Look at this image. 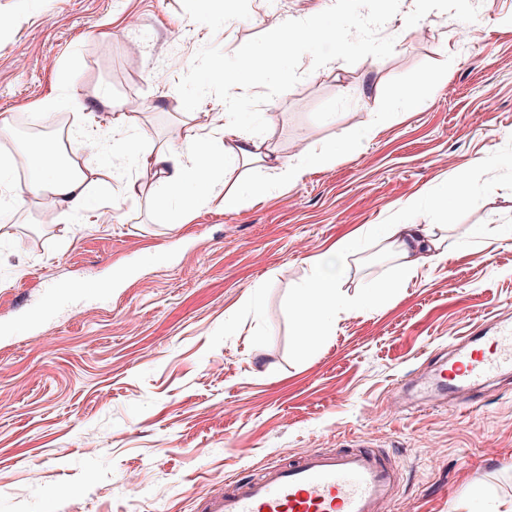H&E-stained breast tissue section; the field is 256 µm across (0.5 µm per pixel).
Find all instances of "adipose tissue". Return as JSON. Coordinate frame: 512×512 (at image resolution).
Listing matches in <instances>:
<instances>
[{"mask_svg":"<svg viewBox=\"0 0 512 512\" xmlns=\"http://www.w3.org/2000/svg\"><path fill=\"white\" fill-rule=\"evenodd\" d=\"M264 71L265 67L259 64L253 48L242 47L237 67L225 77L226 93L221 109L212 117L214 127L221 132L217 139L202 140L196 124L192 123L179 145L168 144L147 152L139 147L136 130L128 126L125 115L113 118V126L120 129L119 135L112 140L113 154L163 177L161 188L170 202L156 210L157 223L173 225L182 222L184 209L174 205L173 200L188 181L197 186L194 206L206 207L217 202L224 211L233 212L239 208L243 194L265 197L278 190L280 185L292 183L300 177L302 164H284L279 166L276 180L251 182L246 193L231 192L221 185L227 163L265 164L270 159L269 154L262 152L261 143L252 131L235 119L238 104L235 89L243 83L257 81ZM20 158L24 159L29 173L27 190L30 199L38 202L49 198L54 210L60 213H78L89 202L93 192L103 193L110 188L109 181L102 174L97 176L81 168L62 173L58 166L49 162L43 144L37 142L25 143L20 157L0 158V184L9 181ZM382 238L396 252L400 269L405 273L413 272L425 263L440 261L445 251L443 238L430 224H388Z\"/></svg>","mask_w":512,"mask_h":512,"instance_id":"1","label":"adipose tissue"}]
</instances>
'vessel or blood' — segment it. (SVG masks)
I'll return each mask as SVG.
<instances>
[{
  "label": "vessel or blood",
  "mask_w": 512,
  "mask_h": 512,
  "mask_svg": "<svg viewBox=\"0 0 512 512\" xmlns=\"http://www.w3.org/2000/svg\"><path fill=\"white\" fill-rule=\"evenodd\" d=\"M108 298L105 288H51L33 320L49 335L61 313L76 302ZM505 370L512 372V327L491 336L475 334L448 363L439 365L431 398L455 400L474 393L485 380ZM400 478V464L371 448L310 450L284 463H268L256 477L219 485L204 500L201 512H386Z\"/></svg>",
  "instance_id": "1"
}]
</instances>
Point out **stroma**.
Instances as JSON below:
<instances>
[{
	"mask_svg": "<svg viewBox=\"0 0 512 512\" xmlns=\"http://www.w3.org/2000/svg\"><path fill=\"white\" fill-rule=\"evenodd\" d=\"M333 2L0 0V157L26 141L21 118L58 114L103 137L123 111L144 149L179 142L176 85L201 47L234 53ZM381 33L391 56L318 70L303 57L302 80L262 106L283 162H297L300 139L332 158L235 212L155 223L153 178L108 144L77 160L109 169L110 193L56 223L15 205L19 177L0 186V512H198L217 481L312 448L396 457L393 512L512 502V374L451 410L420 387L457 338L512 326V191L444 228L447 257L387 303L341 312L313 356H288L284 300L311 258L512 140V0H400ZM175 54L180 68L165 69ZM72 89L82 105L66 102ZM408 91L413 105L397 108ZM348 263L352 296L395 260L379 243ZM89 282L111 283V305L64 315L48 337L33 328L47 287ZM256 289L257 312L245 305Z\"/></svg>",
	"mask_w": 512,
	"mask_h": 512,
	"instance_id": "stroma-1",
	"label": "stroma"
}]
</instances>
